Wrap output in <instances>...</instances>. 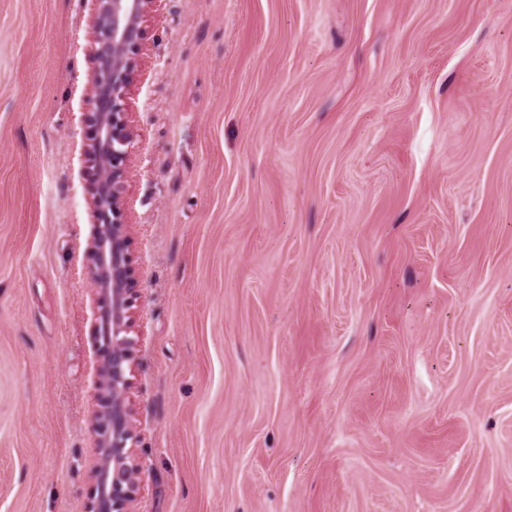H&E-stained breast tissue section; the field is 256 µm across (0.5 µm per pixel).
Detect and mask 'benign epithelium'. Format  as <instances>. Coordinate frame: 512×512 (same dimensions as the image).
<instances>
[{
    "label": "benign epithelium",
    "mask_w": 512,
    "mask_h": 512,
    "mask_svg": "<svg viewBox=\"0 0 512 512\" xmlns=\"http://www.w3.org/2000/svg\"><path fill=\"white\" fill-rule=\"evenodd\" d=\"M91 57L94 62L83 122L91 138L82 144L94 232L88 243L90 288L96 299V336L105 361L97 369L103 407L96 413L103 458L93 470L95 494L88 512H136L142 466L127 443L133 438L131 402L135 341V269L129 225L122 221V193L133 175L127 164L133 130L124 103L141 50L142 18L159 0H94Z\"/></svg>",
    "instance_id": "obj_1"
}]
</instances>
